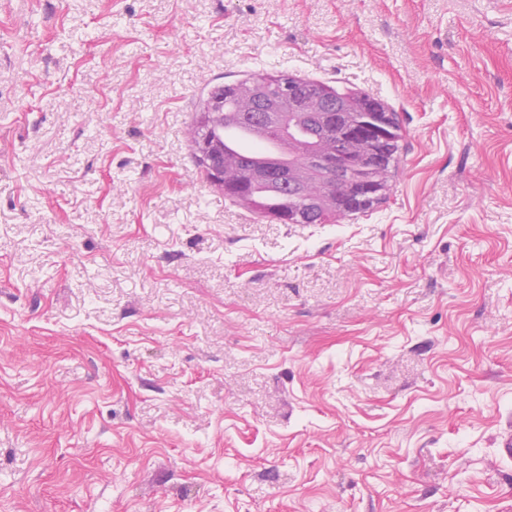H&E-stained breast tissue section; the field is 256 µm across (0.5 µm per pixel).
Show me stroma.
I'll use <instances>...</instances> for the list:
<instances>
[{
    "label": "stroma",
    "mask_w": 512,
    "mask_h": 512,
    "mask_svg": "<svg viewBox=\"0 0 512 512\" xmlns=\"http://www.w3.org/2000/svg\"><path fill=\"white\" fill-rule=\"evenodd\" d=\"M385 102L373 210L275 224L213 84ZM512 0H0V512H512Z\"/></svg>",
    "instance_id": "obj_1"
}]
</instances>
